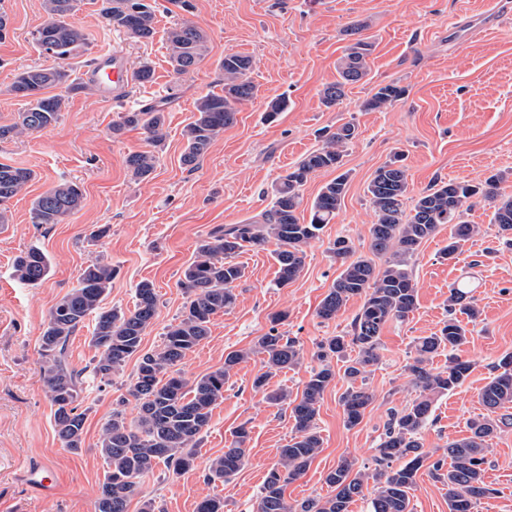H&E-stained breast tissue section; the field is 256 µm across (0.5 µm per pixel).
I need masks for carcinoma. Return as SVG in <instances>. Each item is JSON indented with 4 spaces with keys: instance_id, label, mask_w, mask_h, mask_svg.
Returning <instances> with one entry per match:
<instances>
[{
    "instance_id": "cac0c4a2",
    "label": "carcinoma",
    "mask_w": 512,
    "mask_h": 512,
    "mask_svg": "<svg viewBox=\"0 0 512 512\" xmlns=\"http://www.w3.org/2000/svg\"><path fill=\"white\" fill-rule=\"evenodd\" d=\"M79 0H43L45 19L37 30L36 42L43 51L65 60L88 44V35L74 19ZM99 15L109 26L123 30L139 40L155 34V6L147 0H100ZM364 23L350 28L354 39L345 47L337 65L338 77L320 92L327 108L339 105L345 89L368 75V57L372 44L357 34ZM169 58L174 73L182 77L193 72L204 58L206 35L184 20L166 32ZM250 57L224 55L220 71L222 93L201 96L195 105L197 117L182 132L184 149L181 164L195 167L208 152L224 127L234 121L235 105L254 100L258 86L249 73ZM55 89L57 93L48 94ZM86 90L71 79L62 64L27 68L15 75L10 91L24 101L18 121L0 126V142L41 131L57 123L70 96ZM406 89L396 83L379 86L363 103L367 111H384L404 98ZM166 115L162 105L148 104L124 113L112 124V135L128 127H140L153 146L165 137ZM356 136V127L347 122L324 133L323 145L288 168L273 186L272 206L261 219L246 224H228L211 229L198 242L193 260L183 270L180 285L187 300L181 318L167 326L161 345L142 351L145 331L158 313V294L153 282L138 283L133 309L123 311L102 306L115 269L102 258L92 261L82 271L78 285L49 311L40 337L44 359V380L51 401L54 425L62 447L76 452L84 445L85 414L78 411L82 392L79 375L69 367L66 350L71 337L85 323L94 321L92 343L98 349L90 374L103 382L112 381L133 356L138 364L127 396L136 404L137 416L127 421L123 410H112V418L103 427L96 448L107 465L96 512H128L132 497L140 494V482L159 466L174 475L191 470L196 442L208 428L213 407L224 398V386L236 367L252 355L262 356L266 371L256 376L252 388L265 392L272 404H288L294 436L280 449L279 460L267 473L258 512H348L350 504L365 497L364 489L373 482L374 492L369 512H413L411 491L416 475L428 465L432 479L447 488L449 512H477L480 501L498 490L484 481L483 465L488 452L487 438L496 431L512 427V355L501 357L495 375L480 393L486 414L471 420L470 435L448 443L443 454L428 449L421 441V430L431 415L433 396L461 385L471 363L456 358L446 371L430 367V360L440 349L453 350L467 342L469 330L457 318L461 313L472 321L479 309L471 290L463 282L449 289L448 320L438 332L418 339L413 363L407 366L416 397L401 408L390 410L384 433L375 448L374 468L369 473L354 470L345 459L326 476L333 488L327 498L310 497L295 506L285 498L288 484L299 479L322 448L317 431L318 404L328 386L336 379L333 360H346L343 376L349 387L341 398L347 426L358 425L371 405L373 395L357 381H365L369 368L379 360L380 335L390 320L403 321L417 305L413 276L414 257L422 243L443 224L456 226L454 236L442 252L448 261L456 259L461 243L479 232V226L463 220L466 211L481 198L494 209L491 223L498 227V238L512 246V196L498 192L507 173L498 171L484 183L437 181L413 199L407 207L408 178L401 165L402 154L377 168L367 192L375 215L371 224L369 254H360L353 241L338 237L332 253L342 270L319 303L317 317L330 321L353 297L363 300L347 335L330 336L321 341L313 368L301 395L293 398L285 390H267L268 377L274 370L296 366L302 359L298 342L272 329L259 337L248 351H232L224 364L192 381L181 369L187 353L210 335L214 315L235 304L234 283L244 277V269L234 259L247 250H259L269 243L278 265V284L282 287L296 280L302 272L304 247L317 238L336 216L345 196L349 174L342 173L326 183L315 198L308 222L300 221L297 211L302 204L301 188L311 174L340 166L343 148ZM158 156L153 150L132 153L125 164L136 179L148 177ZM34 179L31 169L0 163V223L5 221L10 201L27 189ZM83 200V190L74 181H64L38 196L32 203L34 224H59L76 211ZM384 262L377 264L376 259ZM49 257L39 247L31 246L18 255L14 273L18 281L36 285L49 274ZM356 356L349 357L350 352ZM248 430L240 426L224 453L213 458L206 478L227 482L245 466Z\"/></svg>"
}]
</instances>
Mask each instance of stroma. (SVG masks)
Returning a JSON list of instances; mask_svg holds the SVG:
<instances>
[{
    "label": "stroma",
    "mask_w": 512,
    "mask_h": 512,
    "mask_svg": "<svg viewBox=\"0 0 512 512\" xmlns=\"http://www.w3.org/2000/svg\"><path fill=\"white\" fill-rule=\"evenodd\" d=\"M183 12L171 0H156V33L137 40L108 27L91 0H81L75 19L89 43L67 60L80 75L88 60L105 52L123 55L130 69L149 62L154 79L133 84L119 101L103 100L99 90L69 98L57 123L29 135L0 142V163L33 169L37 177L10 204L0 224V512H95L106 465L96 443L116 405L135 417L134 402L125 401L136 370L128 360L111 383L91 377L96 354L92 322L71 337L67 361L81 373L79 409L85 414V446L74 453L62 448L42 370L40 336L50 308L76 286L82 270L98 256L117 269L106 308L128 310L135 288L152 281L159 311L147 329L144 348L160 345L167 326L181 315L186 295L179 281L197 242L217 225L244 224L270 208L278 177L305 155L321 147L323 130L354 123L357 137L343 150L339 171L349 182L335 219L304 249L300 276L287 286L277 283L272 247L249 250L237 261L245 275L236 286L233 308L214 317L210 335L184 359L187 379L204 375L224 362L227 353L252 347L270 328L295 338L304 357L291 369L272 372L268 387L300 394L317 362L318 344L349 330L362 301L347 302L338 316L322 321L316 311L341 271L330 247L350 238L368 253L375 217L366 187L375 170L402 152L411 195L439 180L480 183L491 173L512 169V0H191ZM9 30L0 40V125L17 121L22 108L10 91L18 70L53 65L34 37L44 21L42 0H0ZM189 20L207 36V52L193 73L176 77L169 62L166 31ZM364 22L362 35L373 43L369 74L351 86L342 103L326 108L320 100L325 84L334 82L336 65L350 38L345 30ZM253 59L250 77L258 99L239 104L232 125L214 142L195 170L179 161L182 131L193 121L195 103L223 84L219 63L225 54ZM396 82L407 93L385 111L362 110L377 85ZM283 97L288 107L275 121L265 119L266 104ZM166 99V135L157 150L159 162L145 180H135L125 159L148 149L142 129L113 136L123 113ZM73 180L83 188L81 207L59 224L32 223L33 200L55 184ZM493 210L479 202L468 212L479 233L464 243L457 259L440 256L453 231L442 225L419 248L413 274L418 304L409 318L388 322L381 332L380 361L364 384L374 396L361 423H344L341 397L348 388L336 377L326 389L317 417L323 447L305 474L289 484L285 497L296 503L324 498L331 489L329 471L342 459L371 463L391 408L413 396L405 366L420 337L436 332L448 318L449 287L462 277L475 283L481 311L470 323L469 339L455 352L441 351L432 367L443 369L449 357L471 362L465 381L435 397L432 417L423 431L427 448L468 436L470 419L483 414L479 393L494 375L493 367L512 353V247L499 244ZM107 227L105 237L92 232ZM39 245L51 270L39 285L20 283L13 261L21 250ZM286 313L280 324L275 314ZM259 358L234 370L224 398L213 408L210 425L199 440L195 467L172 475L164 469L144 478L140 496L129 512H140L143 498L155 499L160 512H197L208 497L224 501V512H256L268 470L293 435L287 407L266 401L252 388L262 373ZM250 432L244 468L230 481L205 478L210 461L223 454L233 431ZM484 466V480L498 489L478 512H512V428L498 432ZM41 463L55 471L59 490L39 502L23 480L24 470Z\"/></svg>",
    "instance_id": "stroma-1"
}]
</instances>
